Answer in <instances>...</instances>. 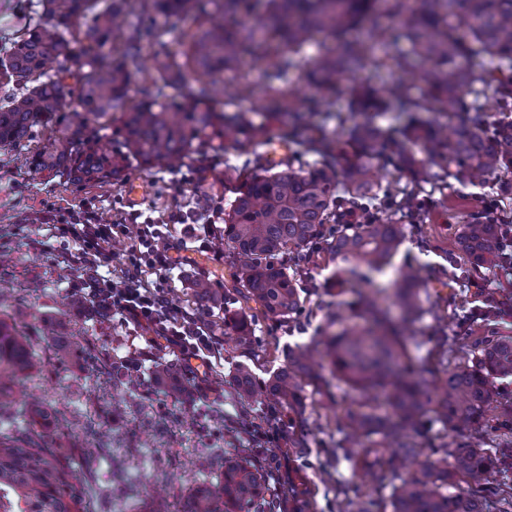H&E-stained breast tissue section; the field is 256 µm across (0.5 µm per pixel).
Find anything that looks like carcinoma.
<instances>
[{
	"mask_svg": "<svg viewBox=\"0 0 512 512\" xmlns=\"http://www.w3.org/2000/svg\"><path fill=\"white\" fill-rule=\"evenodd\" d=\"M42 0L44 21L18 33L0 57V146H17L34 129L49 132L47 145L31 153L36 170L62 168L76 182H107L136 162L148 168L182 164L195 151L231 144L247 151L268 144L269 127L249 111L224 108V82L216 75L236 68L244 55L264 61L272 78L295 66V55L316 31L330 45L306 74L319 89L351 83L350 118L336 112L340 133L331 137L317 113L293 98L270 101L269 117L293 128L302 151L313 156L299 170L289 161L243 175L224 171L236 182L224 212L226 259L232 285L219 294L197 279L200 305L217 307L236 292L244 304L224 306V329L243 346L254 341L255 322L281 321L301 306V288L288 267L322 256L336 265L328 291L351 292L348 314L327 322V330L288 353V366L260 383L239 366L241 396L257 392L281 410H296L304 386L323 379L315 353L323 347L330 374L368 398H384L380 415L360 403L343 415L340 443L361 452L349 456L374 488L393 486L392 512H484L490 493L497 512H512V492L489 481L512 448L487 447L498 432L512 433V411L494 413L495 382L512 375V339L443 336L440 369L417 370L409 347L420 349L406 325L435 313L423 294L416 269L390 263L406 239L404 218L423 223L424 186L448 188V179L483 185L512 171V0H267L265 14L249 25L238 16L250 0ZM207 16L180 38L182 55L166 36L178 30L171 18L196 11ZM91 17L84 27L77 21ZM125 32L121 61L112 59V36ZM150 52L156 72L153 89L129 104L131 69ZM79 65L82 113L65 125V80ZM406 73L420 65L418 92L403 81L375 85L359 79L366 65ZM211 77L194 86L191 74ZM381 112L396 124L376 122ZM448 113V122L441 114ZM118 122L116 145L99 147L89 125ZM382 159L396 161L409 185H382ZM457 249L476 265L497 262L499 220L488 212L460 225ZM393 272L390 281L384 277ZM21 297L0 291V496L13 512H98L86 487L95 478L74 465L108 451L95 429L85 428L81 449L66 448L60 437L38 429L48 407L22 402L15 385L30 376L37 342L26 323L9 314ZM42 335L54 341V359L71 358L73 345L52 321ZM469 352L467 362L448 367V356ZM439 422L453 432L437 458L424 457L419 441L424 424ZM217 474L180 497L153 499L147 512H274L266 498L265 471L250 460L207 462ZM416 466L395 485L397 470ZM460 479L465 491L448 492Z\"/></svg>",
	"mask_w": 512,
	"mask_h": 512,
	"instance_id": "carcinoma-1",
	"label": "carcinoma"
}]
</instances>
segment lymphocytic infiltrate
I'll return each instance as SVG.
<instances>
[{
	"instance_id": "f902f5d3",
	"label": "lymphocytic infiltrate",
	"mask_w": 512,
	"mask_h": 512,
	"mask_svg": "<svg viewBox=\"0 0 512 512\" xmlns=\"http://www.w3.org/2000/svg\"><path fill=\"white\" fill-rule=\"evenodd\" d=\"M56 237L74 242L75 261L92 268L87 280L89 297L120 315L124 321L152 328L176 350L184 373L197 377L195 361L218 354L219 338L194 313L180 307L165 282H150L149 273H169L185 263L182 255L158 248L163 235L160 225L144 221L134 225L103 223L99 213L89 210L69 213L55 225ZM125 235L132 241L117 276L104 267V250L112 238Z\"/></svg>"
}]
</instances>
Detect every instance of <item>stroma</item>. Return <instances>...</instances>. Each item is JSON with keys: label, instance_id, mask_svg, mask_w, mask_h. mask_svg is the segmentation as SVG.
Instances as JSON below:
<instances>
[{"label": "stroma", "instance_id": "obj_1", "mask_svg": "<svg viewBox=\"0 0 512 512\" xmlns=\"http://www.w3.org/2000/svg\"><path fill=\"white\" fill-rule=\"evenodd\" d=\"M39 0H0V55L11 45L16 32L39 21ZM47 136L35 133L31 145L0 147V244L11 263L0 267V279L8 281L24 297L19 309L27 321L39 325L57 322L65 334L73 335L75 346L70 360L56 364L50 341H42L32 376L20 388L21 395L47 400L52 410L64 413L77 423L76 431H63L64 440L81 441V425L92 424L105 434L111 453L96 459L78 458L77 468L95 472L100 483L112 479L113 467H121L140 496L186 493L202 481L197 462L207 454L240 456L250 447V436L241 431L243 420L261 424L266 400L255 397L244 402L234 391V369L250 364L258 379H267L274 369L284 368L289 346L308 343L325 327L329 317L340 311L342 299L328 294L326 279L332 272L325 263L310 265L295 273L308 297L307 313L284 321H260L252 345L241 346L224 335L223 308L202 309L192 290L200 276L214 287L230 283L226 262L215 261L211 253L194 248L191 260L176 272L171 283L177 303L193 313H202L224 347L222 362L210 369L213 388L220 398L203 404L195 398L175 404L148 377L154 364L165 362L179 368L180 362L163 342L153 341L151 330L122 320L89 300L68 279H60L73 250L71 244L52 237L48 225L39 218L47 208L61 213L92 209L108 223L127 224L132 214L169 223L178 215L185 224H207L215 219V206H226L232 195L222 192L228 168L257 169L266 164L265 148L245 153L226 148L214 153H196L176 167L127 168L120 180L81 184L53 171L33 174L23 158L30 147L44 146ZM138 186V199L127 189ZM493 184L481 187L452 183L447 204L430 200L426 221L409 227L407 238L394 262L419 269L430 301L445 315L449 334L471 336H512V324L464 321L457 300H476L478 288L486 287L488 271L469 279L468 265L456 250L460 225L470 215L489 205ZM128 361L143 362L145 377L132 383L113 385L112 369ZM308 448L295 453L287 441L274 451L280 477L269 484V495L278 500L281 512L304 505V512H358L361 501L351 495V487L361 480L344 456L336 452L339 434L336 418L359 397L343 382L333 381L329 394L314 386L303 392ZM219 419L223 433L213 435L203 429L205 422ZM139 435L136 444L126 436Z\"/></svg>", "mask_w": 512, "mask_h": 512}]
</instances>
